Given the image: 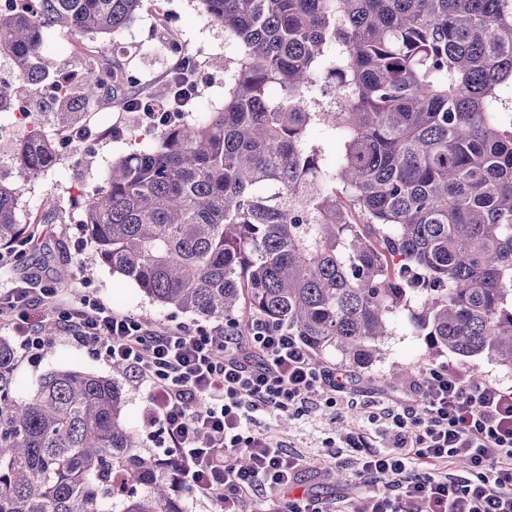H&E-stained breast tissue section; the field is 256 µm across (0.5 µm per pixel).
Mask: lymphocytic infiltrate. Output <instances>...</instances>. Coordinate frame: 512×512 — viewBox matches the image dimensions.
I'll return each mask as SVG.
<instances>
[{
    "instance_id": "obj_1",
    "label": "lymphocytic infiltrate",
    "mask_w": 512,
    "mask_h": 512,
    "mask_svg": "<svg viewBox=\"0 0 512 512\" xmlns=\"http://www.w3.org/2000/svg\"><path fill=\"white\" fill-rule=\"evenodd\" d=\"M53 303L47 285L1 289L0 325L33 357L64 334L123 362L145 392L147 423L167 436L182 484L216 512H249L270 490L286 495V512H333L318 497L287 495L303 468L324 466L323 455L287 450L276 432L253 428L259 415L298 416L350 400L347 375L317 361L299 337L259 317L240 327L161 326L88 297L57 305L54 321H33L34 310ZM382 415L390 446L373 448L371 433L359 428L345 441L357 452V474L385 490L344 497L343 512H512L511 389L432 368ZM239 454L248 467L237 465ZM459 460L467 477L450 473Z\"/></svg>"
}]
</instances>
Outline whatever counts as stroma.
<instances>
[{
	"mask_svg": "<svg viewBox=\"0 0 512 512\" xmlns=\"http://www.w3.org/2000/svg\"><path fill=\"white\" fill-rule=\"evenodd\" d=\"M157 7L153 0H148L135 21L104 38H79L60 30L51 32L49 46L58 68L65 72L87 64L84 48L97 46L100 49L98 63L123 67L139 78L140 89L159 95L163 92L161 77L173 64L168 46L170 42H180L205 67L204 81L185 117L186 122L192 124L206 113L223 108L227 71L235 67L239 54L226 39L223 27L201 15L196 0H163L161 7L167 10L170 19L166 25L160 23ZM216 55L223 56L224 69L207 68L208 59ZM103 114V119L95 123L98 137L94 142L74 143L58 150L57 162L47 174L34 178L14 177L13 183L19 191V220L36 222L38 234L31 243L17 248L8 273L0 276V289L47 275L54 281L66 280V287L58 289L57 295L71 304L89 295L115 311L147 321L171 326L193 323V316L159 305L135 282L112 273L94 260L93 246L80 223L79 200L82 193L105 186L113 161L131 151L130 142L120 138V131L139 126L136 113L111 106L105 108ZM397 365L409 367L414 376L424 366L448 367L469 375L477 373L484 380L512 387V370L487 357L428 355L423 338L417 336L412 323L402 316L394 321L390 336L383 340L380 360L371 369L354 375L356 406L321 407L289 419L288 429L281 432V439L289 448L310 454L324 452L326 443L330 442L345 458L350 449L344 438L358 424L374 432L378 445L387 444L386 425L383 420L373 418L369 405L390 395L384 375ZM64 368L103 376L111 372L110 362L59 337L50 342L40 357L19 354L15 366L19 397L33 392L47 372ZM123 389L125 418L138 435L139 453L163 457L162 435L158 428L147 426L145 422L141 392L128 383ZM340 472L345 474V481H337L336 475ZM366 488V483L344 462L336 473L317 469L302 471L296 490L327 502L356 495Z\"/></svg>",
	"mask_w": 512,
	"mask_h": 512,
	"instance_id": "1",
	"label": "stroma"
}]
</instances>
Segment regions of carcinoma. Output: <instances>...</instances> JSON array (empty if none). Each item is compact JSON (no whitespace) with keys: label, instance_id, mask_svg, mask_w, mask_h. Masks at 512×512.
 <instances>
[{"label":"carcinoma","instance_id":"1","mask_svg":"<svg viewBox=\"0 0 512 512\" xmlns=\"http://www.w3.org/2000/svg\"><path fill=\"white\" fill-rule=\"evenodd\" d=\"M241 59L224 109L156 121L157 143L112 163L83 195L82 224L105 266L158 304L233 323L249 311L370 368L391 320L409 312L430 354L486 356L512 370V0H198ZM145 0L0 6V112L59 90L65 130L110 82L92 66L73 87L46 34L106 37ZM348 89L312 108L320 71ZM110 102L146 111L148 98ZM325 126L336 158L310 142ZM37 126L13 147L22 176L47 173ZM0 176V250L35 238ZM17 351L0 336V512H185L176 463L133 452L120 378L48 372L16 396Z\"/></svg>","mask_w":512,"mask_h":512}]
</instances>
